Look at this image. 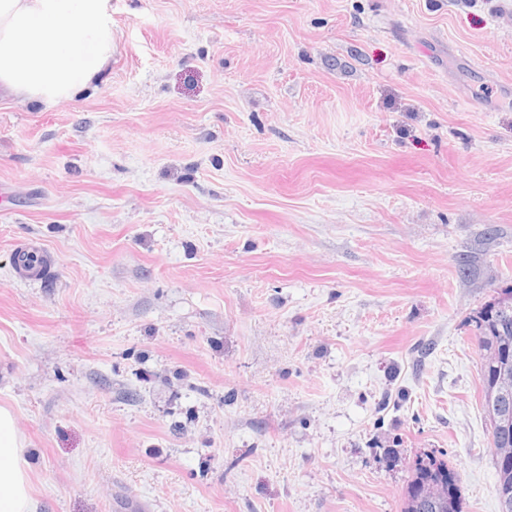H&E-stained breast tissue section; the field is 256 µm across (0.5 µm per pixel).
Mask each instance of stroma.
I'll return each instance as SVG.
<instances>
[{"label": "stroma", "mask_w": 512, "mask_h": 512, "mask_svg": "<svg viewBox=\"0 0 512 512\" xmlns=\"http://www.w3.org/2000/svg\"><path fill=\"white\" fill-rule=\"evenodd\" d=\"M111 6L94 88L0 93L38 512H401L423 451L499 512L471 319L512 287V0Z\"/></svg>", "instance_id": "obj_1"}]
</instances>
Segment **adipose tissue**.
<instances>
[{
	"label": "adipose tissue",
	"mask_w": 512,
	"mask_h": 512,
	"mask_svg": "<svg viewBox=\"0 0 512 512\" xmlns=\"http://www.w3.org/2000/svg\"><path fill=\"white\" fill-rule=\"evenodd\" d=\"M110 0H0V86L56 104L87 89L112 57ZM30 465L0 407V512H35Z\"/></svg>",
	"instance_id": "1"
}]
</instances>
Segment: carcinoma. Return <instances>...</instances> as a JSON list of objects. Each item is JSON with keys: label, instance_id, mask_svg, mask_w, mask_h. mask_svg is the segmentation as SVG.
Returning a JSON list of instances; mask_svg holds the SVG:
<instances>
[{"label": "carcinoma", "instance_id": "1", "mask_svg": "<svg viewBox=\"0 0 512 512\" xmlns=\"http://www.w3.org/2000/svg\"><path fill=\"white\" fill-rule=\"evenodd\" d=\"M504 298L492 299L477 312L473 318L474 332L483 337L479 346L481 355L480 382L482 387V406L486 417L495 416L500 412L512 414V395L494 405L489 401L488 390L498 377L501 360L496 358V352L507 351L512 358V288L502 290ZM411 476L408 485L422 488L436 484L443 479L458 477L456 469L448 460L434 453H421L415 457L410 466ZM423 512H463L460 487L454 491L444 503H432Z\"/></svg>", "mask_w": 512, "mask_h": 512}]
</instances>
